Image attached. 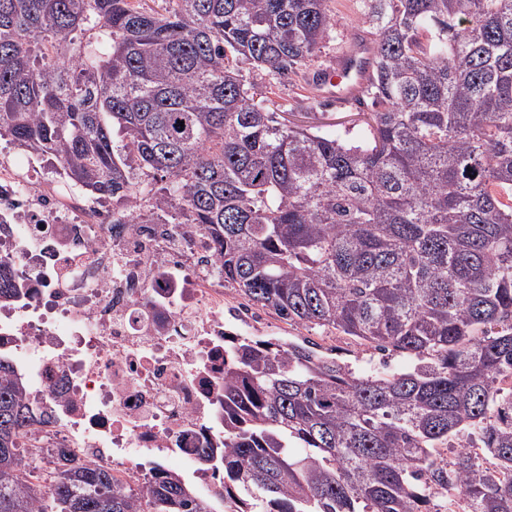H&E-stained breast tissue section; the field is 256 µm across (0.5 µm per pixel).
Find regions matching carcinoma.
I'll return each instance as SVG.
<instances>
[{"mask_svg":"<svg viewBox=\"0 0 512 512\" xmlns=\"http://www.w3.org/2000/svg\"><path fill=\"white\" fill-rule=\"evenodd\" d=\"M0 0V139L110 199L114 224H197L224 285L411 361L355 372L310 341L224 359V512H512V0H363L361 136L287 125L242 66L285 76L330 0ZM122 132L121 144L112 128ZM0 357V512H211L176 478L25 487L32 421ZM474 439L481 455L456 447Z\"/></svg>","mask_w":512,"mask_h":512,"instance_id":"cac0c4a2","label":"carcinoma"}]
</instances>
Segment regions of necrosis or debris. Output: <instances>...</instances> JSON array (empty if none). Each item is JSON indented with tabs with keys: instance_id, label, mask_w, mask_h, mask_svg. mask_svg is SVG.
I'll return each mask as SVG.
<instances>
[{
	"instance_id": "1",
	"label": "necrosis or debris",
	"mask_w": 512,
	"mask_h": 512,
	"mask_svg": "<svg viewBox=\"0 0 512 512\" xmlns=\"http://www.w3.org/2000/svg\"><path fill=\"white\" fill-rule=\"evenodd\" d=\"M0 260L18 295L0 301V355L35 417L18 446L42 478L58 464L109 472L146 495L178 478L224 488V273L195 224H116L0 162Z\"/></svg>"
}]
</instances>
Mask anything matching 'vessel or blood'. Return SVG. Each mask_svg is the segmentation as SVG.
I'll list each match as a JSON object with an SVG mask.
<instances>
[{
    "label": "vessel or blood",
    "mask_w": 512,
    "mask_h": 512,
    "mask_svg": "<svg viewBox=\"0 0 512 512\" xmlns=\"http://www.w3.org/2000/svg\"><path fill=\"white\" fill-rule=\"evenodd\" d=\"M371 73L365 43L351 41L328 68L315 71L311 86L318 97L346 104L361 95Z\"/></svg>",
    "instance_id": "obj_1"
}]
</instances>
